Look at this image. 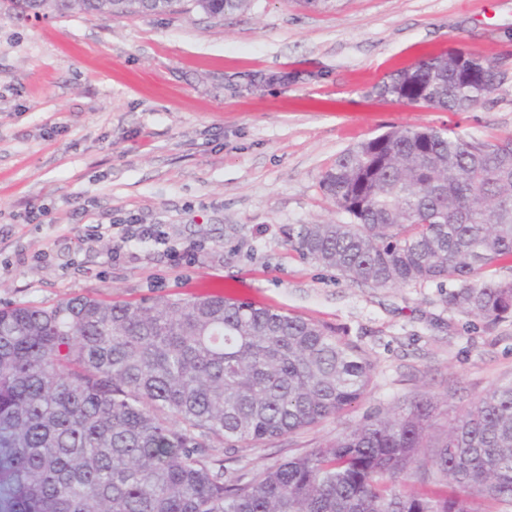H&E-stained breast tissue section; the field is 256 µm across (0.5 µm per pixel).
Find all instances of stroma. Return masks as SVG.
<instances>
[{
  "instance_id": "1",
  "label": "stroma",
  "mask_w": 512,
  "mask_h": 512,
  "mask_svg": "<svg viewBox=\"0 0 512 512\" xmlns=\"http://www.w3.org/2000/svg\"><path fill=\"white\" fill-rule=\"evenodd\" d=\"M495 58L491 100L451 114L375 91L453 47ZM404 126L512 133V0H252L212 18L19 12L0 0V307L221 294L318 321L374 364L338 416L253 448L218 444L226 479L313 450L367 415L430 396L440 420L512 379V322L448 309L433 284L373 288L299 258L300 224L336 222L323 171L346 148ZM108 228L91 237V225ZM160 225L198 248L188 266L131 243ZM160 225L157 224H141L137 228V232H131L130 236L122 235L119 237L114 249L117 251L125 248L128 243L132 241H153L157 244H162L161 232L159 231Z\"/></svg>"
}]
</instances>
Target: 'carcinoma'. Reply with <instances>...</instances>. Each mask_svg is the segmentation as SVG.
I'll return each mask as SVG.
<instances>
[{"instance_id":"cac0c4a2","label":"carcinoma","mask_w":512,"mask_h":512,"mask_svg":"<svg viewBox=\"0 0 512 512\" xmlns=\"http://www.w3.org/2000/svg\"><path fill=\"white\" fill-rule=\"evenodd\" d=\"M252 0H193L213 18ZM122 17L179 0H16ZM495 65L428 55L379 95L470 112ZM320 188L344 220L300 224L305 259L373 288L449 283L448 309L512 321V134L395 128L336 157ZM366 351L327 326L222 295L82 296L0 308V512H478L512 504V380L442 423L429 398L235 482L230 449L340 414L370 386ZM435 453L426 455L425 449ZM450 488L445 496L423 490Z\"/></svg>"}]
</instances>
